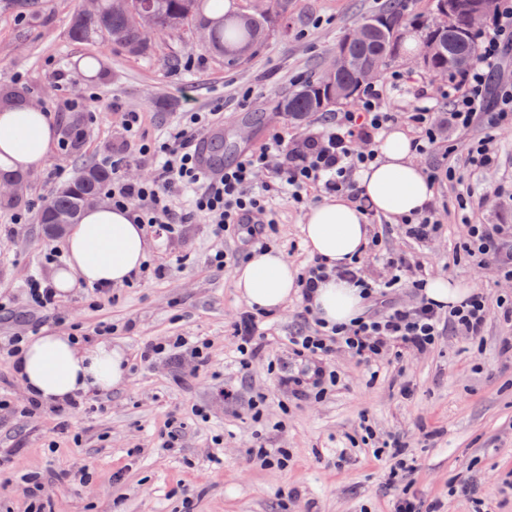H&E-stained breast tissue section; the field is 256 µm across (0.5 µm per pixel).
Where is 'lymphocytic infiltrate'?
Listing matches in <instances>:
<instances>
[{"instance_id":"lymphocytic-infiltrate-1","label":"lymphocytic infiltrate","mask_w":512,"mask_h":512,"mask_svg":"<svg viewBox=\"0 0 512 512\" xmlns=\"http://www.w3.org/2000/svg\"><path fill=\"white\" fill-rule=\"evenodd\" d=\"M479 41L477 62L449 80L447 111L435 112L427 105L410 112L393 111L385 104L383 85L368 83L362 89L358 111L325 114L311 129L294 138L271 131L264 144L241 153L218 176L208 175L200 167L195 141L201 131L218 122L219 112L183 113L168 134L155 141L140 139V113H126L124 137L137 141L139 159L155 162L156 174L150 180L132 182L122 175L126 162L123 153L102 156L100 164L112 170L102 194L113 207L129 210L134 222L147 232L170 241L183 238L192 215L206 217L212 238L236 244L235 249L220 248L210 255V265L225 270L274 248L280 234L274 202L283 193L299 207L307 204L315 191L344 195L356 204L367 223H374L375 212L355 175L376 160L374 143L393 127L411 128L415 153L437 155L436 164L427 172L432 184L460 181L465 173L497 166L496 132L512 125V86L494 81L512 65V0H498L490 30L480 35ZM476 126L482 127L484 134L470 141L463 168H456L449 162L452 151L448 134ZM187 190L193 193L188 213L174 205L176 197ZM399 231L412 244V251H385L381 233L371 237L367 250L380 261L382 273L378 276L370 274L357 257L342 266L328 264L318 256L306 260L298 278L297 317L301 326L287 339H280L272 314L255 306L242 307L228 328L237 342L238 372L248 373L254 361L268 356L272 345L284 343L290 360L278 376L284 396L292 403L321 401L340 386L332 360L336 351L378 366L428 352L448 332L483 339L490 316L483 289H473L459 304L448 306L430 300L424 293L427 280L418 252L445 232L437 208L430 206L402 219ZM459 248L476 267L512 279V224L469 225ZM335 277L356 285L365 306L363 313L341 326L326 324L313 306L319 284ZM396 288L409 289V300L393 299L390 292ZM61 302L46 277L29 279L19 296L1 290L0 314L20 309L32 321L23 333L0 336V360L12 361L28 337L38 331L36 314L55 309ZM210 349V339L203 336H169L161 341H145L136 358L143 365L167 362L182 381L209 369ZM104 408L105 402L96 392L50 406L30 395L18 398L0 390L1 417L24 420L48 412L57 417L61 434L68 431L70 413L90 414ZM377 451L394 461L388 473L390 483L399 487L393 512H423L421 503L403 488L410 482L414 467L399 439L382 440Z\"/></svg>"}]
</instances>
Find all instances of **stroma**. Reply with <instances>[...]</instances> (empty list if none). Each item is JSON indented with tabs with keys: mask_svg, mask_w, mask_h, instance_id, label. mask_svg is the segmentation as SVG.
I'll return each instance as SVG.
<instances>
[{
	"mask_svg": "<svg viewBox=\"0 0 512 512\" xmlns=\"http://www.w3.org/2000/svg\"><path fill=\"white\" fill-rule=\"evenodd\" d=\"M292 2L279 31L233 70L192 29L177 37L156 35L152 53L141 57L104 38L71 41L69 21L83 0H47L36 19L0 12V86L20 91L26 102L49 113L57 129L84 130L79 149H53L44 166L26 176L14 206L0 208V221L16 210L30 214L28 223L0 237V289L21 292L28 276L41 272L40 251L48 239L36 218L40 206L86 161L111 153L121 140L125 113H141L143 137L158 139L181 113L209 112L223 100L218 127L229 161L260 146L271 129L298 133L286 114L275 112L277 100L297 82L325 72L337 43L382 0ZM380 79L392 85L387 104L395 111H413L420 89L437 111L447 109V78L429 72L406 49L383 66ZM90 93L105 106L93 123L71 105ZM466 185L448 182L434 190L447 236L428 245L426 270L432 279L484 289L491 317L482 343L446 335L432 351L408 356L403 374L377 377L336 353V392L322 401L290 404L285 413L265 361L245 378L225 366L235 349L226 328L244 301L232 270L209 264L216 242L203 217L192 219L184 241H155V255L185 259L168 278L119 286L116 300L98 308L89 307L84 289H75L60 307L43 313L45 330L69 334L79 327L88 334L103 321L116 325L108 341L129 359L127 380L109 391L104 412L70 418L71 436L53 452L47 448L55 426L51 415L0 422V448L15 451L10 468L0 471V512H24L27 500L13 482L21 471L46 474L44 497L53 512H391V461L363 444L368 425L377 436L406 443L415 465L410 492L422 503L438 512H512V353L501 349L503 339L512 338V320L497 306L512 295V280L454 259L448 249L449 241L466 232V215L457 205ZM276 209L279 247L290 264L300 265L308 257L302 241L307 211L284 197ZM466 217L474 224H512V202L491 197ZM176 335L213 341L212 375L178 384L166 363L136 361L142 342ZM405 379L413 388L407 397L399 392ZM221 383L242 393L265 392L270 420L285 419V428L257 433L246 409L235 412L217 400ZM193 403L208 406L209 421L188 426L180 447H159L164 420ZM258 434L272 448L287 449V467L266 469L252 461L248 449ZM215 435L223 436L222 447L213 446ZM81 467L91 477L85 487L49 476ZM468 478L477 481L473 494L451 493L452 485Z\"/></svg>",
	"mask_w": 512,
	"mask_h": 512,
	"instance_id": "1",
	"label": "stroma"
}]
</instances>
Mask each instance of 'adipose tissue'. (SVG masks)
Wrapping results in <instances>:
<instances>
[{
  "instance_id": "ef3b65f1",
  "label": "adipose tissue",
  "mask_w": 512,
  "mask_h": 512,
  "mask_svg": "<svg viewBox=\"0 0 512 512\" xmlns=\"http://www.w3.org/2000/svg\"><path fill=\"white\" fill-rule=\"evenodd\" d=\"M57 140L47 115L26 102L0 101V177L14 179L44 165ZM379 158L362 168L357 180L376 213L395 218L421 212L433 198L425 173L413 160L410 137L401 129L386 133ZM307 250L330 263L360 254L369 229L354 204L332 196L311 207L302 227ZM150 242L129 212L100 204L85 211L67 237L68 261L54 276L66 296L81 285H118L137 272ZM296 269L277 253L254 256L234 273V284L248 305L278 310L295 295ZM314 304L328 324L349 323L362 309L359 290L331 280L318 288ZM27 391L57 404L94 390L107 392L127 379L124 352L108 343L83 347L65 333L48 332L26 342L13 361Z\"/></svg>"
}]
</instances>
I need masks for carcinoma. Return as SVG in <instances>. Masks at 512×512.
Masks as SVG:
<instances>
[{
  "instance_id": "cac0c4a2",
  "label": "carcinoma",
  "mask_w": 512,
  "mask_h": 512,
  "mask_svg": "<svg viewBox=\"0 0 512 512\" xmlns=\"http://www.w3.org/2000/svg\"><path fill=\"white\" fill-rule=\"evenodd\" d=\"M291 0H282L281 15L275 20L256 21L242 12L224 13V0H148L155 14L157 31L176 37L185 28L206 24L211 31L208 48L224 57V67L234 69L247 61L270 32L288 15ZM44 8V0H0V10H21L37 18ZM366 22L377 25L369 38L360 43L341 39L331 67L341 83L357 90L360 85L357 65L379 56L392 57L403 34L413 23L405 15L402 0H384V3ZM425 38L437 50L425 63L432 72L453 73L470 65L478 55V33L460 22L455 30L438 31L429 21L422 20ZM69 37L85 42L106 37L113 45L133 56H145L153 50V34L130 29L124 17L113 11L112 0H99L95 13L76 11L70 21ZM277 107L288 115L308 112H327L334 107L322 91L320 82L304 81L279 99ZM111 172L96 164L85 166L58 191L46 199L40 212L43 224H75L87 199L98 197L101 187Z\"/></svg>"
}]
</instances>
